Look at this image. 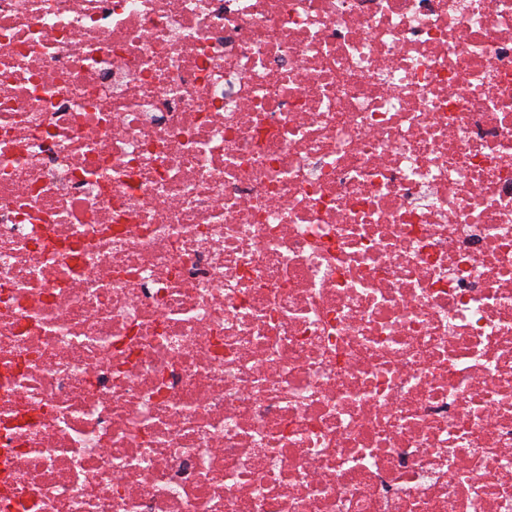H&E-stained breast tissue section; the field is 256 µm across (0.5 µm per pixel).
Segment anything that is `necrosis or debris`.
Returning <instances> with one entry per match:
<instances>
[{
  "instance_id": "necrosis-or-debris-1",
  "label": "necrosis or debris",
  "mask_w": 512,
  "mask_h": 512,
  "mask_svg": "<svg viewBox=\"0 0 512 512\" xmlns=\"http://www.w3.org/2000/svg\"><path fill=\"white\" fill-rule=\"evenodd\" d=\"M0 512H512V0H0Z\"/></svg>"
}]
</instances>
